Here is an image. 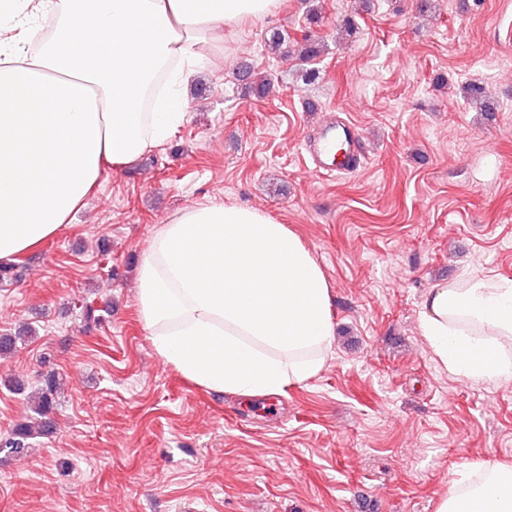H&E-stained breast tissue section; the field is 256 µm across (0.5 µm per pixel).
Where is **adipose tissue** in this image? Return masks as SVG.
I'll list each match as a JSON object with an SVG mask.
<instances>
[{
  "label": "adipose tissue",
  "instance_id": "obj_1",
  "mask_svg": "<svg viewBox=\"0 0 512 512\" xmlns=\"http://www.w3.org/2000/svg\"><path fill=\"white\" fill-rule=\"evenodd\" d=\"M278 0H0V260L56 235L103 174L188 118L182 89L224 49V31ZM156 353L208 390L286 394L323 369L330 288L311 252L266 212L212 201L157 227L137 270ZM420 329L451 373L512 377V279L431 288ZM455 482L436 512H512V464Z\"/></svg>",
  "mask_w": 512,
  "mask_h": 512
}]
</instances>
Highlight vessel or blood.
<instances>
[{
  "instance_id": "vessel-or-blood-1",
  "label": "vessel or blood",
  "mask_w": 512,
  "mask_h": 512,
  "mask_svg": "<svg viewBox=\"0 0 512 512\" xmlns=\"http://www.w3.org/2000/svg\"><path fill=\"white\" fill-rule=\"evenodd\" d=\"M305 150L313 172L323 176L351 172L364 155L363 143L354 124L335 119L324 121L307 139Z\"/></svg>"
}]
</instances>
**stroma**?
Segmentation results:
<instances>
[{
	"label": "stroma",
	"instance_id": "1",
	"mask_svg": "<svg viewBox=\"0 0 512 512\" xmlns=\"http://www.w3.org/2000/svg\"><path fill=\"white\" fill-rule=\"evenodd\" d=\"M322 0L328 51L304 84L264 36L297 34L308 0H279L224 33V60L185 87L189 118L136 165L116 166L72 224L0 282V436L55 373L52 433L0 453V512H435L468 466L512 464V379L474 384L420 330L436 284L512 279V0ZM354 17L348 36L338 26ZM271 73L257 99L237 73ZM482 84L488 110L466 96ZM355 123L357 171L311 172L326 114ZM220 200L288 225L321 266L336 336L321 373L287 394L197 386L155 353L135 270L153 230ZM98 308L99 320L84 307Z\"/></svg>",
	"mask_w": 512,
	"mask_h": 512
}]
</instances>
